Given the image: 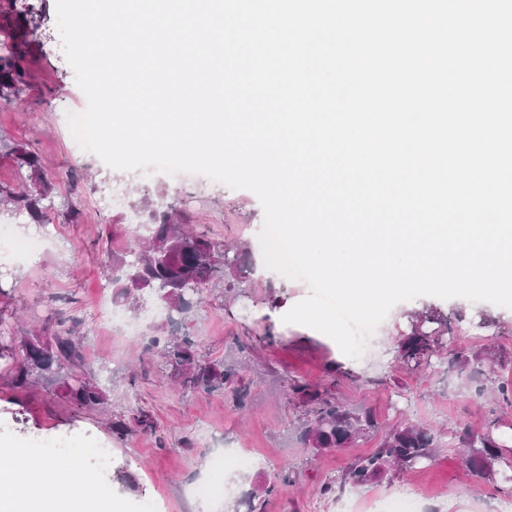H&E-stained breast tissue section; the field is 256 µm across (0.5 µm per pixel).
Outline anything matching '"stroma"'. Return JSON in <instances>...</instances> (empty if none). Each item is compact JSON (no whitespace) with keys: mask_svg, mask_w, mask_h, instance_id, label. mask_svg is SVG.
<instances>
[{"mask_svg":"<svg viewBox=\"0 0 512 512\" xmlns=\"http://www.w3.org/2000/svg\"><path fill=\"white\" fill-rule=\"evenodd\" d=\"M44 31L27 34V82L17 99L0 100V184L19 174L10 150L37 154L52 188L50 226H0V319L23 321L53 332L74 318L84 336L77 373L93 379L107 399L90 409L63 395L67 375L26 388L14 384L15 365L0 359V445L13 456L51 458L71 474L94 478L99 501L120 502L124 512H381L384 501L413 488L421 512H490L512 488V401L495 402L488 388L512 385V309L463 298L421 296L397 303L378 326L370 360L344 355L328 336L283 323L304 299L306 283L264 265L257 234L264 212L257 196L202 175L109 168L73 138L67 114L85 109L86 97L67 63L57 28L56 0H40ZM181 211L190 227L214 241L240 246L239 280L205 295L184 314L157 300L123 324L103 320L99 307L112 295V257L124 254L131 227L148 221L139 199ZM41 238L37 253L15 258L12 242ZM432 306L447 315L450 346L430 363L401 357L409 316ZM187 335L206 360L234 368L244 398L229 391L184 387L161 371L146 351L152 337ZM309 382L337 405L370 413L375 427L345 448L316 450L300 434L307 409L289 393L291 380ZM154 428L125 439L111 423L137 413ZM416 424L436 437L432 456L415 468L382 474L368 484L324 496L322 486L340 480L350 463L378 448L394 426ZM490 435L502 444L492 477L463 464L462 432ZM112 451L111 469L98 477L95 447ZM255 454L269 466L228 467V454ZM291 482L276 496L262 489L281 472ZM205 484L214 499H199Z\"/></svg>","mask_w":512,"mask_h":512,"instance_id":"obj_1","label":"stroma"}]
</instances>
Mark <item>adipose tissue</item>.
I'll return each mask as SVG.
<instances>
[{
	"mask_svg": "<svg viewBox=\"0 0 512 512\" xmlns=\"http://www.w3.org/2000/svg\"><path fill=\"white\" fill-rule=\"evenodd\" d=\"M0 512H109L93 481L63 473L52 459L14 460L0 468Z\"/></svg>",
	"mask_w": 512,
	"mask_h": 512,
	"instance_id": "obj_1",
	"label": "adipose tissue"
}]
</instances>
